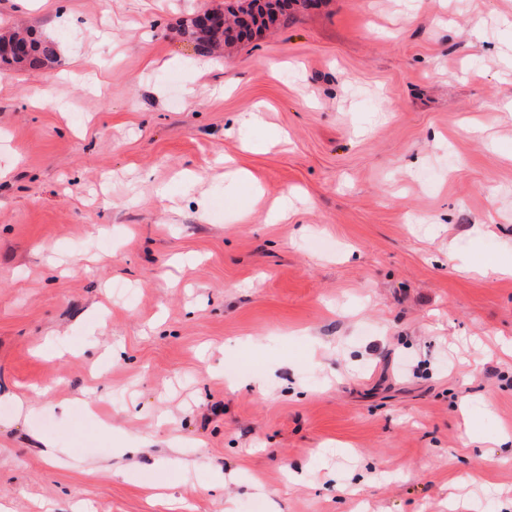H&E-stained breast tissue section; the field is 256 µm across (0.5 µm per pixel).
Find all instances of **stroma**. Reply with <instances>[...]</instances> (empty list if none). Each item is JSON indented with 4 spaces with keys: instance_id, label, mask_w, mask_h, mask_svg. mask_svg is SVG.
I'll use <instances>...</instances> for the list:
<instances>
[{
    "instance_id": "obj_1",
    "label": "stroma",
    "mask_w": 512,
    "mask_h": 512,
    "mask_svg": "<svg viewBox=\"0 0 512 512\" xmlns=\"http://www.w3.org/2000/svg\"><path fill=\"white\" fill-rule=\"evenodd\" d=\"M223 5L0 0V507L512 512V0ZM267 2L261 4L260 2ZM271 0H232L230 5L225 7L229 21L237 14L247 16H261L264 9L269 6ZM19 35H13V37L3 44L0 43V65L2 64L16 68V69H37L47 67L58 62V53L56 45L48 40L38 39L34 37H26L28 41H16V48L20 54H23L27 50V44L29 45V52L24 58H18L14 53L8 50V44L15 37ZM25 65L24 67H16L15 65Z\"/></svg>"
}]
</instances>
